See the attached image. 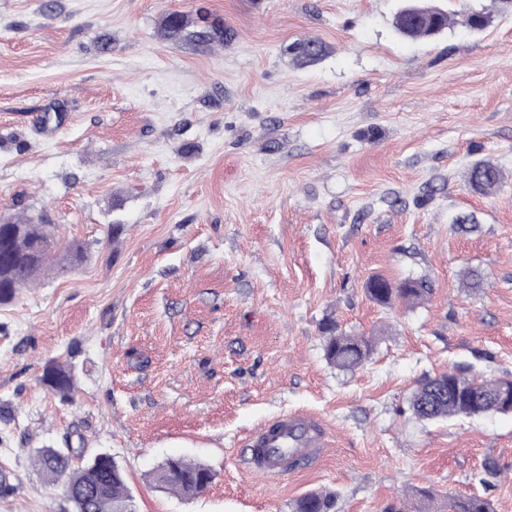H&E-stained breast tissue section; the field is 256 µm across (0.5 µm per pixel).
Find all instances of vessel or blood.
Instances as JSON below:
<instances>
[{
  "instance_id": "1",
  "label": "vessel or blood",
  "mask_w": 512,
  "mask_h": 512,
  "mask_svg": "<svg viewBox=\"0 0 512 512\" xmlns=\"http://www.w3.org/2000/svg\"><path fill=\"white\" fill-rule=\"evenodd\" d=\"M324 437V428L310 417L280 415L250 437V470L269 481L287 476L315 457Z\"/></svg>"
}]
</instances>
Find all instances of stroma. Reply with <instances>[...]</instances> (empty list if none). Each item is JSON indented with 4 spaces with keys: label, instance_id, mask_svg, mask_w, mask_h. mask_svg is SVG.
<instances>
[{
    "label": "stroma",
    "instance_id": "1",
    "mask_svg": "<svg viewBox=\"0 0 512 512\" xmlns=\"http://www.w3.org/2000/svg\"><path fill=\"white\" fill-rule=\"evenodd\" d=\"M465 2L489 0H436L453 24L414 42L393 27L402 0H0V217L55 226L53 272L0 305V512H72L39 448L111 454L136 512H288L309 490L336 512H416L419 487L435 512L483 493L512 512V414L427 422L408 404L448 370L512 377V9L474 32ZM173 12L234 38L171 36ZM308 38L327 52L301 67L287 48ZM482 159L503 173L489 195L466 181ZM375 274L433 293L385 308ZM329 317L373 338L363 366L327 363ZM295 412L326 448L255 477L250 435ZM170 456L209 466V487L154 488Z\"/></svg>",
    "mask_w": 512,
    "mask_h": 512
}]
</instances>
